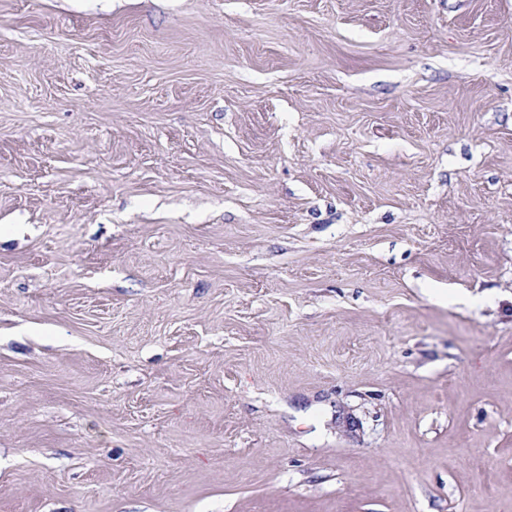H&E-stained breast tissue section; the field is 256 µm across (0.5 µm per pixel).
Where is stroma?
<instances>
[{
  "label": "stroma",
  "mask_w": 512,
  "mask_h": 512,
  "mask_svg": "<svg viewBox=\"0 0 512 512\" xmlns=\"http://www.w3.org/2000/svg\"><path fill=\"white\" fill-rule=\"evenodd\" d=\"M0 512H512V0H0Z\"/></svg>",
  "instance_id": "obj_1"
}]
</instances>
